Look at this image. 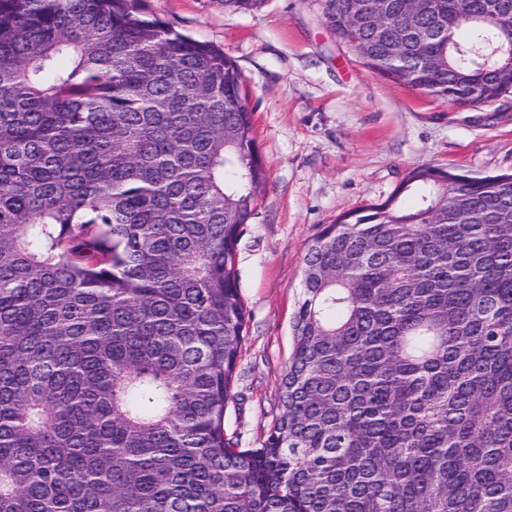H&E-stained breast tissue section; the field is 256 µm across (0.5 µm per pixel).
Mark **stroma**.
<instances>
[{"instance_id":"obj_1","label":"stroma","mask_w":512,"mask_h":512,"mask_svg":"<svg viewBox=\"0 0 512 512\" xmlns=\"http://www.w3.org/2000/svg\"><path fill=\"white\" fill-rule=\"evenodd\" d=\"M148 14L222 47L245 78L267 180L237 246L248 312L227 434L258 446L281 413L310 241L344 213L393 195L410 168L476 177L512 173V94L456 106L371 70L337 40L325 0H265L250 13L222 0H143Z\"/></svg>"}]
</instances>
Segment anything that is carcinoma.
Instances as JSON below:
<instances>
[{
	"label": "carcinoma",
	"mask_w": 512,
	"mask_h": 512,
	"mask_svg": "<svg viewBox=\"0 0 512 512\" xmlns=\"http://www.w3.org/2000/svg\"><path fill=\"white\" fill-rule=\"evenodd\" d=\"M247 13L263 0H222ZM363 63L512 93V0H332ZM244 78L143 0H0V512H512V174L412 168L312 239L281 413L225 430Z\"/></svg>",
	"instance_id": "obj_1"
}]
</instances>
